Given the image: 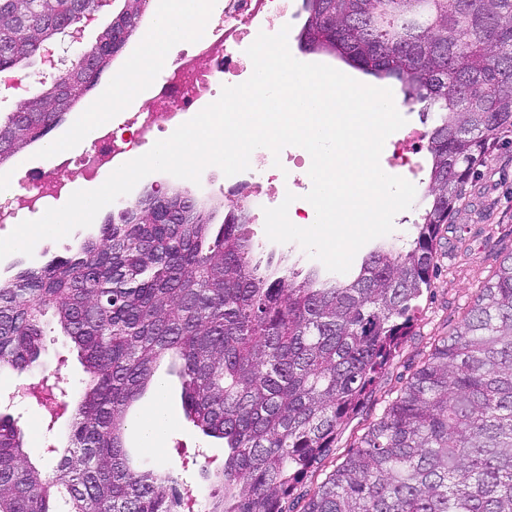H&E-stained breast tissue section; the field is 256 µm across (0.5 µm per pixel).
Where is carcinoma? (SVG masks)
I'll list each match as a JSON object with an SVG mask.
<instances>
[{
	"label": "carcinoma",
	"mask_w": 512,
	"mask_h": 512,
	"mask_svg": "<svg viewBox=\"0 0 512 512\" xmlns=\"http://www.w3.org/2000/svg\"><path fill=\"white\" fill-rule=\"evenodd\" d=\"M149 0H124L95 45L0 120V166L42 140L99 82ZM98 0H0V66L14 68ZM298 40L434 114L414 239L352 279L253 261L250 212L213 230L189 197L119 205L96 241L0 280V373L39 366L49 323L86 378L65 446L33 464L0 414V512H181L165 469L126 450L127 411L179 361L185 412L224 441L205 512H287L296 485L371 396L432 285L443 225L490 146L512 133V0H302ZM303 512H512V253Z\"/></svg>",
	"instance_id": "1"
}]
</instances>
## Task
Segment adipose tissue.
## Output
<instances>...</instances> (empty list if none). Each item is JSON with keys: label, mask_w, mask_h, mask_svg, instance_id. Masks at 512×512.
Instances as JSON below:
<instances>
[{"label": "adipose tissue", "mask_w": 512, "mask_h": 512, "mask_svg": "<svg viewBox=\"0 0 512 512\" xmlns=\"http://www.w3.org/2000/svg\"><path fill=\"white\" fill-rule=\"evenodd\" d=\"M223 7V0H154L145 45L124 69L121 80L105 89L90 107L87 120L91 129H98L113 113L140 99L142 86L168 62L172 47L201 32L204 21L218 17Z\"/></svg>", "instance_id": "1"}]
</instances>
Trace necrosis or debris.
<instances>
[{"label":"necrosis or debris","instance_id":"obj_1","mask_svg":"<svg viewBox=\"0 0 512 512\" xmlns=\"http://www.w3.org/2000/svg\"><path fill=\"white\" fill-rule=\"evenodd\" d=\"M292 0H224L222 14L205 25L202 32L174 49L162 76L151 85L150 111L134 114L123 124L104 129L95 146L78 157L58 153L56 168L38 178L19 177L18 193L0 197V224L16 223L21 210L42 212L67 192L72 179L95 177L105 166L119 167L138 155L142 146L163 139L214 102L220 84L246 81L253 65L246 50L259 32L277 33L288 22ZM306 158L302 155L260 154L247 171L232 176L230 193L255 212L280 204L279 196H259V181L275 182L284 167L294 172L295 192H309Z\"/></svg>","mask_w":512,"mask_h":512}]
</instances>
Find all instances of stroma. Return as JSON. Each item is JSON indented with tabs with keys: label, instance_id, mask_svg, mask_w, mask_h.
<instances>
[{
	"label": "stroma",
	"instance_id": "35a3bbf8",
	"mask_svg": "<svg viewBox=\"0 0 512 512\" xmlns=\"http://www.w3.org/2000/svg\"><path fill=\"white\" fill-rule=\"evenodd\" d=\"M146 28H139L131 37L120 57L91 91L83 103L68 112L64 120L49 135L50 140H67L76 135L85 113L92 106L100 89L118 79L122 67L133 50L143 40ZM163 191L184 190L207 208L214 211V223L224 220L223 207L229 195L224 190V175L215 166L207 167L200 183L173 177L163 172L143 178L133 189L141 194L147 188ZM104 215H97L94 225L75 229L68 237L55 241L44 239L37 243L33 256L15 253L0 260V277L13 275L18 266H39L55 256L69 255L83 241L96 238ZM255 244L254 258H267L284 266L309 270L320 268L298 243L270 241L260 224L250 225ZM512 252V142L496 145L488 154L477 176L468 185L466 207L454 224L442 230L437 243L436 275L429 292L419 302V312L408 336H405L387 370L376 378L371 399L342 424L331 453L321 465L308 474L293 492L295 500L305 502L313 489L340 464L347 452L357 446L369 424L379 418L385 406L399 393L408 378L425 360L435 339L448 333L473 303L476 290L492 278L502 259ZM45 361L55 370L58 386L66 392L80 387L83 368L66 337L51 333L45 338ZM166 408L171 420L162 448L142 447L140 435L130 432L126 445L141 467H162L181 480L198 479V458H205L208 471L214 472L224 464L222 441L205 437L188 420L180 399L177 376L166 378ZM44 390L40 369L14 371L0 376V411L12 415L24 436V447L30 459L44 464L50 445L65 432L68 416L52 417L40 398Z\"/></svg>",
	"mask_w": 512,
	"mask_h": 512
}]
</instances>
